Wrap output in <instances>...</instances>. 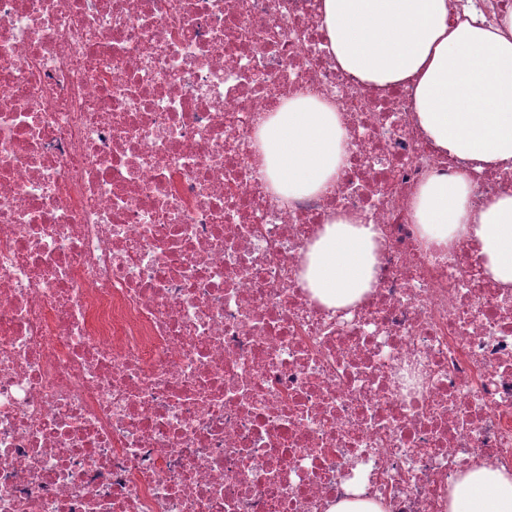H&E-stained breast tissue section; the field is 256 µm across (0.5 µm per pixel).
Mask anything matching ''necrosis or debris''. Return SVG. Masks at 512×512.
<instances>
[{"label":"necrosis or debris","instance_id":"1","mask_svg":"<svg viewBox=\"0 0 512 512\" xmlns=\"http://www.w3.org/2000/svg\"><path fill=\"white\" fill-rule=\"evenodd\" d=\"M320 0H0V512H448L512 471V290L412 201L472 170L412 92L337 67ZM297 96L344 132L331 189L285 198L261 123ZM373 284L300 283L337 214ZM377 232L338 215L324 224L305 255L301 283L328 308L346 309L371 288Z\"/></svg>","mask_w":512,"mask_h":512}]
</instances>
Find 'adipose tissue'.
Instances as JSON below:
<instances>
[{"label": "adipose tissue", "instance_id": "ef3b65f1", "mask_svg": "<svg viewBox=\"0 0 512 512\" xmlns=\"http://www.w3.org/2000/svg\"><path fill=\"white\" fill-rule=\"evenodd\" d=\"M337 66L377 87L410 83L418 124L450 158L512 165V13L486 28L476 15L450 20L448 0H320ZM260 159L282 196L325 191L340 174L345 148L334 109L310 97L290 99L260 127ZM463 174L423 184L414 219L431 245L448 243L449 228H471L483 269L512 288V194L469 204ZM373 225L339 215L325 224L305 255L301 283L337 310L369 290L376 262ZM448 512H512V473L481 468L460 475Z\"/></svg>", "mask_w": 512, "mask_h": 512}]
</instances>
